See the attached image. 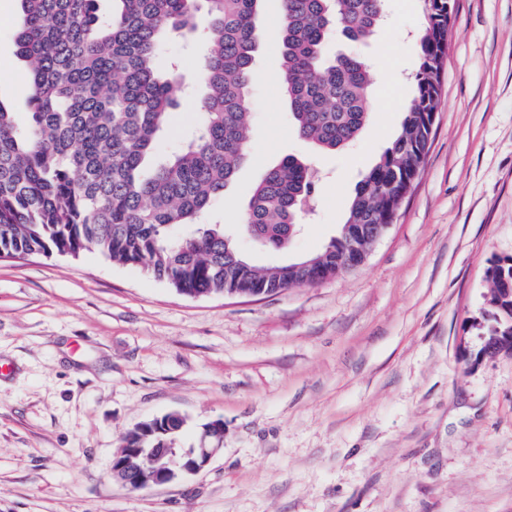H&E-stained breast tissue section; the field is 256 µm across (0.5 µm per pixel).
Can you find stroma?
I'll return each instance as SVG.
<instances>
[{"label": "stroma", "mask_w": 512, "mask_h": 512, "mask_svg": "<svg viewBox=\"0 0 512 512\" xmlns=\"http://www.w3.org/2000/svg\"><path fill=\"white\" fill-rule=\"evenodd\" d=\"M360 44L375 79L357 141L315 151L292 132L270 27L258 22L252 159L213 211L239 223L287 155L323 174L286 249L245 241L254 265L316 253L413 94L421 0H386ZM17 0H0V102L30 109ZM208 18L167 39L157 67L184 92L158 143L181 148L201 112ZM441 105L420 175L360 268L258 298L189 297L96 252L0 259V512H512V351L483 355L489 260L512 257V0H454ZM179 412L180 447L224 422L199 474L132 491L113 481L121 436Z\"/></svg>", "instance_id": "35a3bbf8"}]
</instances>
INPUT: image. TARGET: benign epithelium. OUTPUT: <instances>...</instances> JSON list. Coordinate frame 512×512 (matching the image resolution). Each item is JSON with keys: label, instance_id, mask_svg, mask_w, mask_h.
Instances as JSON below:
<instances>
[{"label": "benign epithelium", "instance_id": "benign-epithelium-1", "mask_svg": "<svg viewBox=\"0 0 512 512\" xmlns=\"http://www.w3.org/2000/svg\"><path fill=\"white\" fill-rule=\"evenodd\" d=\"M340 242L342 247L336 252L334 270L316 261L300 260L299 266L307 274V284L331 280L364 264L369 250L357 246L348 230H341ZM175 443L176 440L172 438L162 448L120 449L112 461V477L132 490H142L151 485L196 475L222 451L224 421L215 419L201 426L197 444L191 448H177Z\"/></svg>", "mask_w": 512, "mask_h": 512}]
</instances>
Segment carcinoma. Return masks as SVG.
I'll use <instances>...</instances> for the list:
<instances>
[{"label": "carcinoma", "instance_id": "cac0c4a2", "mask_svg": "<svg viewBox=\"0 0 512 512\" xmlns=\"http://www.w3.org/2000/svg\"><path fill=\"white\" fill-rule=\"evenodd\" d=\"M17 55L32 74L26 123L0 102V258L98 252L134 266L187 296L227 289L302 284L285 264L260 269L239 238L201 217L250 158L252 113L246 101L255 61L261 0H117L103 17L97 0H19ZM211 17L198 80L201 123L178 152L154 160L178 104V75L161 77L164 39L196 29L201 3ZM452 0H424L413 95L396 138L356 185L345 224L368 246L394 198L419 175L429 150L426 119L437 112L448 58ZM277 46L294 132L316 149L352 143L369 119L374 82L352 48L328 52L333 39L364 42L386 22L385 0H281ZM319 176L289 155L269 168L241 214L266 247L288 243L315 198ZM496 333L512 336V258L486 271ZM187 424L177 413L129 431L126 448H160Z\"/></svg>", "mask_w": 512, "mask_h": 512}]
</instances>
